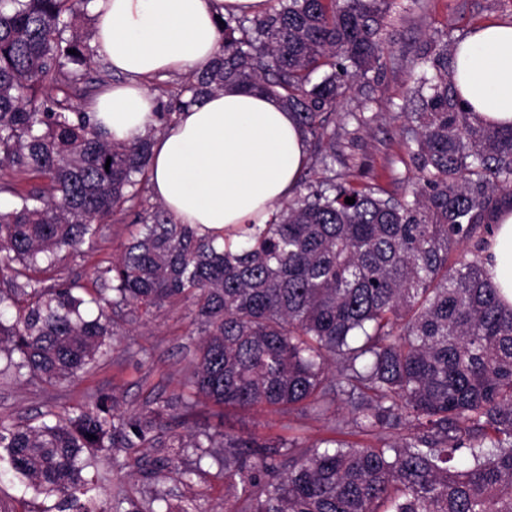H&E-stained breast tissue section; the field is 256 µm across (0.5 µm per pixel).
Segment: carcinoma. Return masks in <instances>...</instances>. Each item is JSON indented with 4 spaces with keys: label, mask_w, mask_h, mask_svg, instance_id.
Returning a JSON list of instances; mask_svg holds the SVG:
<instances>
[{
    "label": "carcinoma",
    "mask_w": 512,
    "mask_h": 512,
    "mask_svg": "<svg viewBox=\"0 0 512 512\" xmlns=\"http://www.w3.org/2000/svg\"><path fill=\"white\" fill-rule=\"evenodd\" d=\"M91 2L0 0V170L40 181L24 189L0 178V193L17 199L0 212V309L26 300L12 324L0 321V350L19 353L10 365L52 385L115 346L107 309L153 315L190 300L204 339L184 410L203 398L330 415L341 435L173 438L171 448L216 459L212 449H224V512H512V305L483 257L489 212L512 206V126L465 108L448 43L423 54L432 74L418 79L410 113L408 193L377 183L299 189L268 223L229 227L219 243L160 205L142 210L154 132L116 142L73 103L97 89L83 30ZM278 4L224 19L217 57L160 119L236 86L294 112L314 153L336 139L349 81L384 54L388 0ZM117 211L142 228L116 262L95 268L99 315L87 319L78 285L45 287L34 274L93 245L97 222ZM467 242L474 250L453 256ZM171 407L129 414L99 393L49 421L0 419V448L35 494L58 498V512H105L80 502L85 470L156 444Z\"/></svg>",
    "instance_id": "1"
}]
</instances>
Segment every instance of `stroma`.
<instances>
[{"label":"stroma","instance_id":"obj_1","mask_svg":"<svg viewBox=\"0 0 512 512\" xmlns=\"http://www.w3.org/2000/svg\"><path fill=\"white\" fill-rule=\"evenodd\" d=\"M512 20V0H392L383 32L386 50L378 69L356 80L337 107L336 174L361 185L377 183L400 194L408 189L415 169L404 148L407 111L412 108L422 54L432 42L455 44L472 28L493 21ZM367 107L373 121L362 128L343 121L347 112ZM133 216L108 215L100 222L93 246L67 252L58 270L45 274V285L77 283L93 292V268L116 261L127 241ZM119 349L88 372L48 386L28 374L7 370L0 360V418L8 421H41L44 414L76 408L92 401L99 392L115 395L122 410L140 413L154 401H170L166 434L188 435L197 431L224 430L236 435L257 434L260 438H300L312 442L332 437L328 419L295 416L262 409H222L202 402L193 410L179 405L188 394L187 378L201 340L192 306H168L156 317L126 312L118 325ZM120 457L124 468L100 462L93 474L97 480L98 503L108 508L121 498L124 512H146L153 495L164 496L171 508L191 500L200 512H224V472L212 458L197 459L193 452L172 448H127ZM174 459L179 469H192L189 482L169 479L158 473L157 460ZM56 500L34 496L8 466L0 467V512H49Z\"/></svg>","mask_w":512,"mask_h":512}]
</instances>
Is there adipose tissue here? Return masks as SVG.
Instances as JSON below:
<instances>
[{
  "mask_svg": "<svg viewBox=\"0 0 512 512\" xmlns=\"http://www.w3.org/2000/svg\"><path fill=\"white\" fill-rule=\"evenodd\" d=\"M266 0H93L95 41L124 75L90 106L115 141H131L154 121L148 84L161 74L207 68L215 59L220 20L260 14ZM454 81L478 118L512 125V22L472 29L454 49ZM308 148L294 113L245 89L219 91L184 109L154 138L153 196L173 222L220 231L264 224L274 203L293 195ZM487 269L512 303V210L503 211L489 245Z\"/></svg>",
  "mask_w": 512,
  "mask_h": 512,
  "instance_id": "obj_1",
  "label": "adipose tissue"
}]
</instances>
